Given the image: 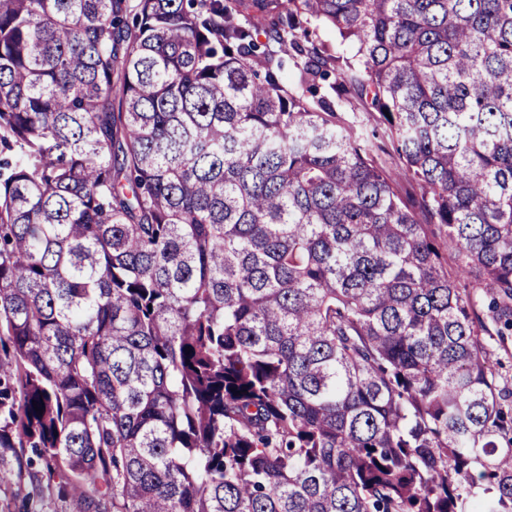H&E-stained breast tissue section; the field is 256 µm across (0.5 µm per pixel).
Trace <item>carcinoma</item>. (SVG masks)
I'll return each mask as SVG.
<instances>
[{
    "mask_svg": "<svg viewBox=\"0 0 512 512\" xmlns=\"http://www.w3.org/2000/svg\"><path fill=\"white\" fill-rule=\"evenodd\" d=\"M511 338L512 0H0V484L512 512ZM344 109L346 112H348L347 115H352V112L356 113L357 122L355 126V131L358 134L362 136H372L374 134L377 137L376 140L383 145L384 151L379 153L378 161L383 166L392 170L393 172H399L396 154L393 150L390 141L384 134V129L382 128V126L377 125L376 122L374 121L372 115L375 114H369L368 112H364L362 102L356 98L351 99L350 102H347L344 106ZM497 382L500 388L512 389V347L509 343V352L497 350L494 357Z\"/></svg>",
    "mask_w": 512,
    "mask_h": 512,
    "instance_id": "1",
    "label": "carcinoma"
}]
</instances>
